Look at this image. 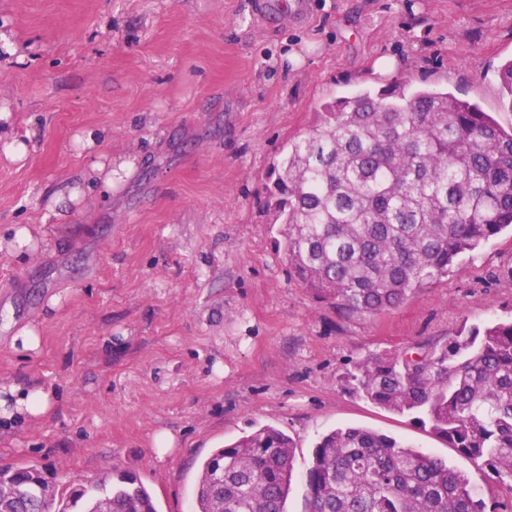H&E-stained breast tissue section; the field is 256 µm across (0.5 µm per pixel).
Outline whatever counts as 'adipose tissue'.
<instances>
[{"mask_svg":"<svg viewBox=\"0 0 512 512\" xmlns=\"http://www.w3.org/2000/svg\"><path fill=\"white\" fill-rule=\"evenodd\" d=\"M56 409L53 387L32 382L0 384V436L11 435L24 424L39 423Z\"/></svg>","mask_w":512,"mask_h":512,"instance_id":"1","label":"adipose tissue"}]
</instances>
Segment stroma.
Returning <instances> with one entry per match:
<instances>
[{
	"instance_id": "obj_1",
	"label": "stroma",
	"mask_w": 512,
	"mask_h": 512,
	"mask_svg": "<svg viewBox=\"0 0 512 512\" xmlns=\"http://www.w3.org/2000/svg\"><path fill=\"white\" fill-rule=\"evenodd\" d=\"M306 16L258 17L253 0H0V109L33 143L0 157V240L46 225L47 249L0 252V380L50 382L56 413L0 441V469L35 462L57 484L124 474L159 512H190L199 465L262 425L295 444L289 512H305L320 437L363 426L463 470L493 512L512 486L408 417L345 389L373 353L512 318V233L457 261L447 279L374 317L320 304L277 255L268 176L322 104L409 81L478 102L503 127L500 67L512 59V0H306ZM303 46V64L287 59ZM401 57L380 73L378 58ZM99 148L133 169L102 200L84 189L65 223L48 205ZM64 299L54 313L52 296ZM36 323L38 351L15 350ZM172 431L165 460L154 434Z\"/></svg>"
}]
</instances>
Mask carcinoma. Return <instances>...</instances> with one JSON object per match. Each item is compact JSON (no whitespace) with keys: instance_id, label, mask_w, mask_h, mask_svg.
I'll use <instances>...</instances> for the list:
<instances>
[{"instance_id":"cac0c4a2","label":"carcinoma","mask_w":512,"mask_h":512,"mask_svg":"<svg viewBox=\"0 0 512 512\" xmlns=\"http://www.w3.org/2000/svg\"><path fill=\"white\" fill-rule=\"evenodd\" d=\"M499 79L512 112V59ZM273 175L276 252L318 302L348 313L399 307L512 229V129L408 81L323 104ZM344 382L512 479V319L370 356ZM294 459L286 433L258 427L203 461L192 512H288ZM0 482L21 486L0 499L3 512H158L144 484L124 475L60 488L22 462L0 469ZM305 484L307 512H487L464 471L366 428L324 435Z\"/></svg>"}]
</instances>
